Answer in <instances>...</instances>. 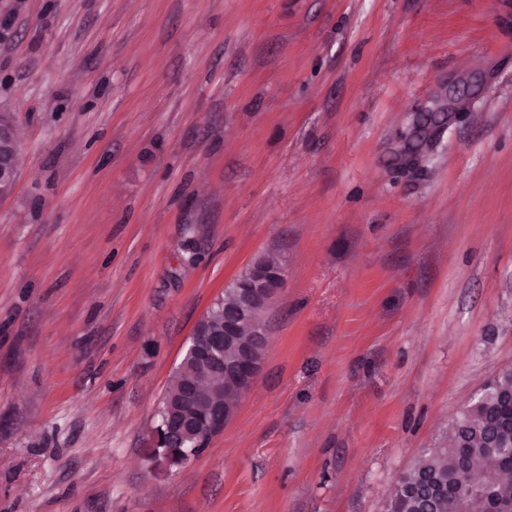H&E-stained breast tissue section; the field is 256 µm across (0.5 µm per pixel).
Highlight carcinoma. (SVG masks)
<instances>
[{
    "mask_svg": "<svg viewBox=\"0 0 512 512\" xmlns=\"http://www.w3.org/2000/svg\"><path fill=\"white\" fill-rule=\"evenodd\" d=\"M494 383L483 399L451 422L443 445L426 449L400 477L386 512H419L426 503L433 512H456L468 485L466 474L484 470H495L507 479L487 486L484 495L471 502L469 512H492L499 503H512V425L505 424L512 404L501 398L512 391V369L502 370Z\"/></svg>",
    "mask_w": 512,
    "mask_h": 512,
    "instance_id": "obj_1",
    "label": "carcinoma"
}]
</instances>
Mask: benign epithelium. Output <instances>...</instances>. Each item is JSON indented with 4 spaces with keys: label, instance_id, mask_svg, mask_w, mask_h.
Masks as SVG:
<instances>
[{
    "label": "benign epithelium",
    "instance_id": "1",
    "mask_svg": "<svg viewBox=\"0 0 512 512\" xmlns=\"http://www.w3.org/2000/svg\"><path fill=\"white\" fill-rule=\"evenodd\" d=\"M11 141L12 149L0 153V185L15 186L18 174V151L12 122L0 117V139ZM287 270L281 265L261 263L253 265L234 278L225 288L224 323L208 331L194 330L181 358V362L196 359L207 364V371L186 382L182 389V409L174 416H162L154 426L153 437L162 446L181 448L180 458L185 462L196 455L198 449L183 447L186 434L202 429L207 440L224 430L229 419L230 404L226 394L237 398L246 396L253 388L262 361L258 357L267 345L268 332L259 321L260 312L268 308L283 287ZM235 351L231 360L224 352Z\"/></svg>",
    "mask_w": 512,
    "mask_h": 512
}]
</instances>
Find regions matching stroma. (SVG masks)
<instances>
[{
    "label": "stroma",
    "instance_id": "1",
    "mask_svg": "<svg viewBox=\"0 0 512 512\" xmlns=\"http://www.w3.org/2000/svg\"><path fill=\"white\" fill-rule=\"evenodd\" d=\"M0 512H385L512 367V0H0ZM250 394L147 459L203 314ZM7 138L12 143V149L6 154L0 153V197L2 184H8L11 187L15 186L18 174V151L19 146L16 139L15 131L12 122L8 119H3L0 116V140ZM286 278L284 266L272 263L251 266L224 289V309L218 300L206 314L212 326H219L224 320L223 325L204 331L197 324L178 367L196 359L207 364V371L204 364L195 367L197 375L206 372L184 385L182 409L175 416L162 415L161 422L154 426V441L166 447L157 451H167L184 463L201 450L182 448L189 431L200 428L210 441L224 430L229 415L235 411H229L230 404L224 396L245 397L252 390L262 364L258 354L264 351L268 340L267 329L258 316L268 308ZM244 330L250 336L247 341L242 338ZM230 349L235 351L234 358L224 360V350ZM173 446L179 447L176 448L181 451L179 456L170 449Z\"/></svg>",
    "mask_w": 512,
    "mask_h": 512
}]
</instances>
